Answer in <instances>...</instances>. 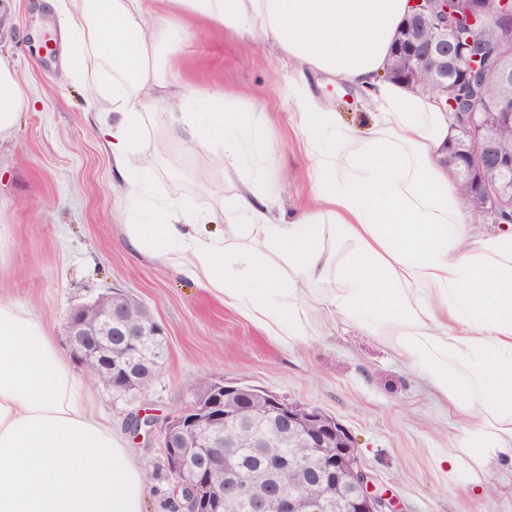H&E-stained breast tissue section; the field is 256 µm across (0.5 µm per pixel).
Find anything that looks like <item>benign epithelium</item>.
<instances>
[{"mask_svg": "<svg viewBox=\"0 0 512 512\" xmlns=\"http://www.w3.org/2000/svg\"><path fill=\"white\" fill-rule=\"evenodd\" d=\"M456 0H414L398 29L395 55L403 64L407 83L448 95V73L469 85L462 111L454 113L458 131L441 163L465 162L467 201L497 224L512 223V139L498 133L512 127V59L498 63L495 77L502 87L503 111H484L478 91L475 53L480 44L458 39L453 23L464 19L481 30L494 18L512 30V0H470L463 14ZM166 330L133 296L114 290L74 307L66 318L65 337L70 354L87 371L106 375L105 386L116 392L140 389V382L162 368L151 356L147 339ZM239 382L212 377L206 388L194 389L191 399L164 421L163 438L173 495L180 512H220L225 501L251 504L252 512H327L336 502L339 512H393V503L374 488L360 465L353 436L334 416L290 403L269 391L249 398ZM265 422L255 447L272 440L300 443L304 456L281 454L257 477L243 481L235 473L234 442L214 440V428H254L244 415ZM151 417L134 415L129 429L149 434ZM224 469V485L213 483L212 472Z\"/></svg>", "mask_w": 512, "mask_h": 512, "instance_id": "obj_1", "label": "benign epithelium"}]
</instances>
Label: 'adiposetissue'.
<instances>
[{
  "label": "adipose tissue",
  "instance_id": "ef3b65f1",
  "mask_svg": "<svg viewBox=\"0 0 512 512\" xmlns=\"http://www.w3.org/2000/svg\"><path fill=\"white\" fill-rule=\"evenodd\" d=\"M156 20L145 0H47L63 18L70 68H93L88 108L120 179L127 242L206 283L225 304L291 346L307 334L301 305L383 337L425 391L464 427L439 458L475 494L512 457V228L475 224L441 163L453 116L435 95L384 79L410 0H168ZM277 47L288 110L315 169L312 204L281 224L265 193L244 186L224 232L200 230L199 202L150 201L151 162L127 161L145 126L143 100L162 82L163 38L179 16ZM346 86L373 110L365 134L340 128L307 89L308 72ZM28 104L0 57V137ZM173 136L207 142L230 167L265 161L271 147L219 92L179 89ZM145 474L123 434L97 414L44 324L0 298V512H143Z\"/></svg>",
  "mask_w": 512,
  "mask_h": 512
}]
</instances>
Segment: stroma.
<instances>
[{
    "label": "stroma",
    "instance_id": "stroma-1",
    "mask_svg": "<svg viewBox=\"0 0 512 512\" xmlns=\"http://www.w3.org/2000/svg\"><path fill=\"white\" fill-rule=\"evenodd\" d=\"M0 12L7 17L0 56L11 62L30 101L13 131L0 138V297L37 315L60 344L70 308L115 289L143 303L167 330L164 366L148 391L116 394L91 384L95 407L113 426L126 431L131 415L144 412L164 420L189 400L200 377L221 375L336 416L396 512H512V489L501 484L512 459L486 475L491 491L485 497L449 480L437 461L455 452L458 422L377 337L327 319L311 298L312 330L303 342L285 346L225 307L205 284L129 249L115 218L122 196L112 188V157L87 110L85 83L66 75L59 17L42 0H0ZM180 24L183 35L163 43L160 70L197 91L237 96L253 117L272 118L274 163L265 192L275 216L294 221L310 194V161L288 121L276 50L190 16ZM307 86L342 126L365 131L369 108L350 90L315 72ZM165 124L162 115L146 124L130 168L164 153L154 198L206 202L208 232L222 233L242 188L240 171L212 168L207 144L190 151L180 141H161ZM125 439L148 472L144 512H177L161 431L144 439L126 431Z\"/></svg>",
    "mask_w": 512,
    "mask_h": 512
}]
</instances>
